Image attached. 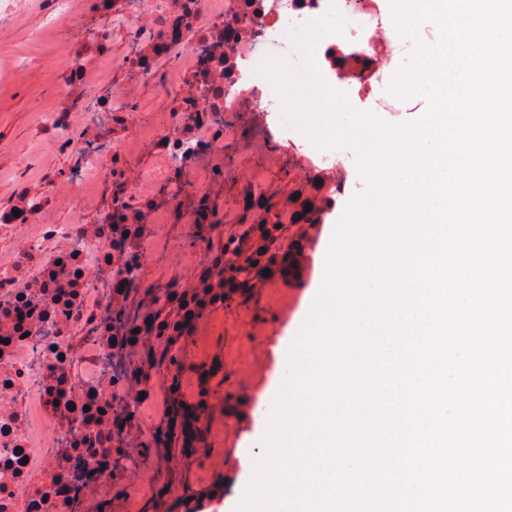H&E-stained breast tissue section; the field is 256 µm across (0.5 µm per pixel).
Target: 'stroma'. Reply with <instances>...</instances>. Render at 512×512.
Wrapping results in <instances>:
<instances>
[{"mask_svg":"<svg viewBox=\"0 0 512 512\" xmlns=\"http://www.w3.org/2000/svg\"><path fill=\"white\" fill-rule=\"evenodd\" d=\"M47 5L48 0H19V23L0 34V58L13 63L12 69L0 70V205L12 202L18 185L36 187L51 177L63 179L73 163L71 155L50 150L34 121L35 112L57 102L61 75L79 62L75 57L77 30L69 22H58L44 37H37ZM81 62L94 77L91 85L80 90L84 98L133 83L137 86V110L170 124V102L155 85L134 83L133 72L113 70L109 57L92 55ZM229 155L232 163L225 167L223 177H210L204 165L194 175L195 182L217 199L228 234L238 230L242 216L239 172H254V195H285L308 167L305 155L284 141L272 143L262 152L240 148L230 150ZM344 179L346 185L334 210L312 232L303 279L292 294L287 313H279L280 295L274 289L257 291L246 303L235 302L205 315L197 322L193 337L178 344L184 365L206 360L223 364L224 392L211 400L205 448L187 457L155 448L139 467L128 470L124 484L151 478L167 489L146 512H169L186 488L201 494L202 512H234L251 478L250 473L241 471L236 453L258 447L264 433L273 398L287 374L289 347L312 303L304 292L322 282L315 254L327 248L346 202L364 187L356 168H349ZM193 270V262L184 255L152 252L143 262L145 278L157 284L189 279ZM234 410L239 416L233 420L229 414ZM229 419L234 425L228 430L224 423Z\"/></svg>","mask_w":512,"mask_h":512,"instance_id":"35a3bbf8","label":"stroma"}]
</instances>
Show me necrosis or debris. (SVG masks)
I'll return each instance as SVG.
<instances>
[{
  "label": "necrosis or debris",
  "mask_w": 512,
  "mask_h": 512,
  "mask_svg": "<svg viewBox=\"0 0 512 512\" xmlns=\"http://www.w3.org/2000/svg\"><path fill=\"white\" fill-rule=\"evenodd\" d=\"M332 1L348 25L318 46L319 70L344 92L386 85L385 69L371 64L396 53L384 0H224L219 12L214 0H95L100 23L80 34L79 46L108 45L114 25H123L138 53L116 66L161 84L170 98L175 123L152 137L165 193L157 195L147 172L125 176L147 123L130 95L86 111L68 92L86 73L64 72L58 103L35 120L76 164L66 185L48 180L0 209V512H69L65 501L75 492L110 487L126 470L124 449L153 440L148 421L157 410L172 414L173 398L149 385L160 369L129 359L154 338L130 335L128 304L153 308L168 288L144 279V252L161 246L173 254L189 243L207 266L209 244L224 227L217 217L200 219L206 194L188 173L202 161L223 167L222 144L246 139L234 121L245 110L273 114L279 136L297 140L256 73V50ZM78 114L86 127L76 139ZM64 188L72 210H93L94 223H43ZM107 191L121 193L128 209L115 212ZM134 225L141 234L126 235Z\"/></svg>",
  "instance_id": "4bbe7bcc"
}]
</instances>
